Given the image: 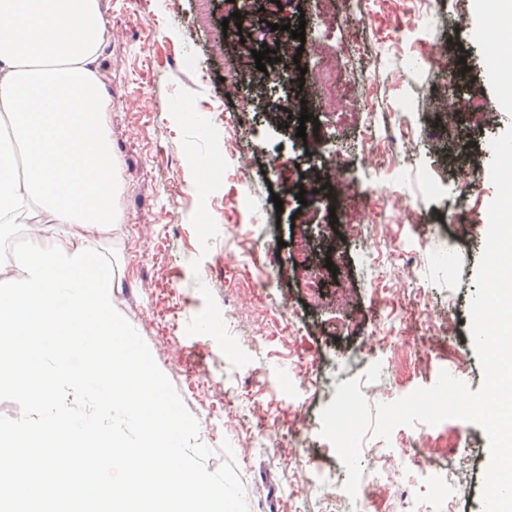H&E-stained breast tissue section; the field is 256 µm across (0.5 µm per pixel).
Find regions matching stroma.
<instances>
[{"instance_id": "35a3bbf8", "label": "stroma", "mask_w": 512, "mask_h": 512, "mask_svg": "<svg viewBox=\"0 0 512 512\" xmlns=\"http://www.w3.org/2000/svg\"><path fill=\"white\" fill-rule=\"evenodd\" d=\"M98 3V76L112 99L103 125L120 184L119 219L95 247L115 251L112 303L196 417L199 441L230 442L248 512H444L435 482L456 512H482L489 451L480 427L449 419L397 428L387 441L367 435L362 481L385 497L353 502L320 411L356 377L373 407L433 385L443 369L471 390L481 385L468 311L495 195L490 144L512 125V97L482 38L489 13L477 0H300L305 43L287 82L256 70L237 95L222 82L225 0H209L204 20L198 0ZM327 50L343 90L337 109L349 118L319 114L306 143L268 101L286 98L300 67L317 69ZM462 59V109L488 120L456 135L440 74ZM398 124L409 129L404 148L392 165H373L367 143L382 147ZM431 129L446 140L433 143ZM308 147L341 156L366 195L333 205L307 194L316 221L305 226L291 197ZM278 155L283 165L269 172ZM203 161L215 165L205 193L194 185ZM402 208L420 225L401 222ZM301 233L310 264L325 272L316 307L287 248ZM414 291L418 307L403 308ZM385 336L396 348L376 350ZM301 361L316 371L298 374Z\"/></svg>"}]
</instances>
